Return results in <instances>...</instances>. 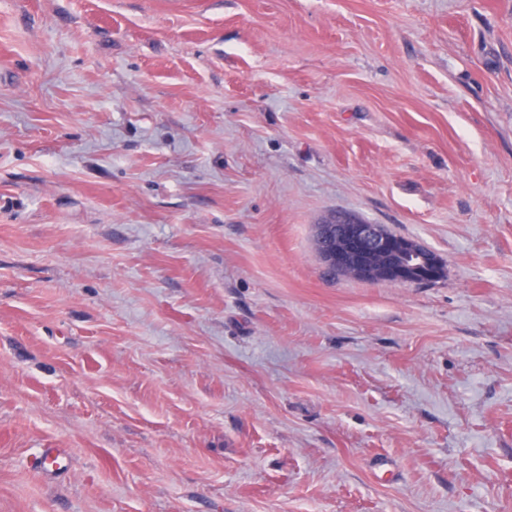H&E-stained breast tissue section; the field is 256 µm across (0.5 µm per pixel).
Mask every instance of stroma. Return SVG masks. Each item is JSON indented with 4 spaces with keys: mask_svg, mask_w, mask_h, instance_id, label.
<instances>
[{
    "mask_svg": "<svg viewBox=\"0 0 512 512\" xmlns=\"http://www.w3.org/2000/svg\"><path fill=\"white\" fill-rule=\"evenodd\" d=\"M0 512H512V0H0ZM315 242L327 268L363 282L427 283L440 275L435 254L425 246L343 209L317 224ZM388 254L395 256L391 264L383 262ZM444 275L441 264L439 279Z\"/></svg>",
    "mask_w": 512,
    "mask_h": 512,
    "instance_id": "obj_1",
    "label": "stroma"
}]
</instances>
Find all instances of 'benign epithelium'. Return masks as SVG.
Returning a JSON list of instances; mask_svg holds the SVG:
<instances>
[{
	"instance_id": "7a95c632",
	"label": "benign epithelium",
	"mask_w": 512,
	"mask_h": 512,
	"mask_svg": "<svg viewBox=\"0 0 512 512\" xmlns=\"http://www.w3.org/2000/svg\"><path fill=\"white\" fill-rule=\"evenodd\" d=\"M315 242L327 268L363 282L427 283L440 275L425 246L343 209L316 226Z\"/></svg>"
}]
</instances>
